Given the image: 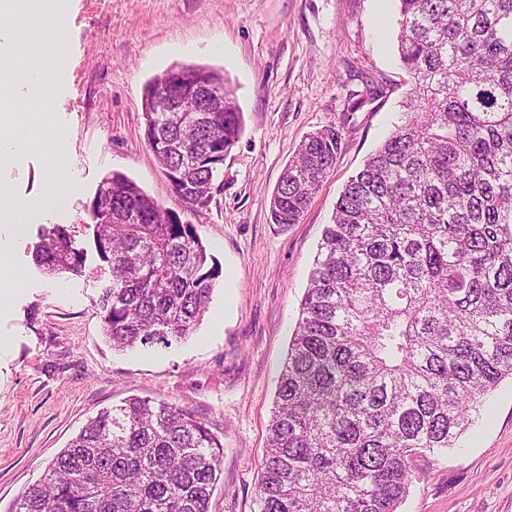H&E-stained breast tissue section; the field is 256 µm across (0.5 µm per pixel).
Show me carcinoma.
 Segmentation results:
<instances>
[{"mask_svg": "<svg viewBox=\"0 0 512 512\" xmlns=\"http://www.w3.org/2000/svg\"><path fill=\"white\" fill-rule=\"evenodd\" d=\"M407 112L340 193L278 376L260 512H397L411 465L452 448L512 377V0H398ZM146 112L174 192L203 209L242 111ZM173 91L158 75L143 103ZM327 125L299 145L269 203L299 222L341 152ZM112 267L100 300L118 349L192 335L222 270L185 223L114 173L88 208ZM36 262L77 272L60 225ZM223 444L192 411L130 398L87 420L14 512H209Z\"/></svg>", "mask_w": 512, "mask_h": 512, "instance_id": "obj_1", "label": "carcinoma"}]
</instances>
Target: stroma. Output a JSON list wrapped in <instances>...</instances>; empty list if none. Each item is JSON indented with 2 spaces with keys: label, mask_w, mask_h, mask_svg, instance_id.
I'll list each match as a JSON object with an SVG mask.
<instances>
[{
  "label": "stroma",
  "mask_w": 512,
  "mask_h": 512,
  "mask_svg": "<svg viewBox=\"0 0 512 512\" xmlns=\"http://www.w3.org/2000/svg\"><path fill=\"white\" fill-rule=\"evenodd\" d=\"M63 40L50 64L48 112H36L74 190L30 212L0 267V512L43 475L86 421L132 396L193 410L224 445L209 512H258L280 369L314 257L339 194L399 125L409 89L396 36L397 0H63ZM176 64L224 71L244 129L207 208L183 211L144 135L146 84ZM381 98L347 114L368 87ZM342 128L336 166L299 223L270 221V197L304 138ZM121 173L195 224L222 274L192 336L118 349L98 303L112 285L88 207ZM43 157L0 163L14 197L44 193ZM63 225L79 272L45 274L41 234ZM399 512H512V379L454 448L418 458Z\"/></svg>",
  "instance_id": "stroma-1"
}]
</instances>
